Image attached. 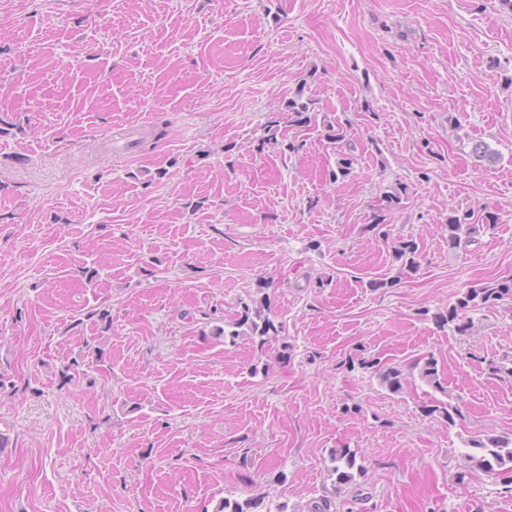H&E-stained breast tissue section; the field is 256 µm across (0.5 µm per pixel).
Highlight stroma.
Listing matches in <instances>:
<instances>
[{
	"label": "stroma",
	"mask_w": 512,
	"mask_h": 512,
	"mask_svg": "<svg viewBox=\"0 0 512 512\" xmlns=\"http://www.w3.org/2000/svg\"><path fill=\"white\" fill-rule=\"evenodd\" d=\"M298 94L346 124L348 178L317 135L261 146ZM465 213L479 231L450 248ZM402 238L418 270L395 259ZM508 276L502 0H0V512L250 496L296 512L322 495L337 512H512L460 456L512 438V317L434 321ZM256 295L280 327L263 346L233 334ZM84 337L104 357L65 379ZM429 355L455 422L422 411L425 384L394 393L366 366ZM335 448L367 501L335 490ZM394 256L399 261H402L404 267L415 271L419 267L418 261V245L412 239H400L395 242Z\"/></svg>",
	"instance_id": "35a3bbf8"
}]
</instances>
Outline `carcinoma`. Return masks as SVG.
I'll return each instance as SVG.
<instances>
[{
    "instance_id": "carcinoma-1",
    "label": "carcinoma",
    "mask_w": 512,
    "mask_h": 512,
    "mask_svg": "<svg viewBox=\"0 0 512 512\" xmlns=\"http://www.w3.org/2000/svg\"><path fill=\"white\" fill-rule=\"evenodd\" d=\"M286 121L288 127H298L306 131L319 130L318 113L310 107V103L302 101V93L288 101L281 116L270 120L264 127V135L261 144L280 145L291 152L299 149L300 144L293 140H287L285 130L281 129V121ZM323 136L336 145L341 155L338 171L332 173V180L347 177L352 170L354 146L344 133L343 127H334L328 123ZM477 233L476 225L462 221L458 216L448 218V246L457 248L461 242L472 241V235ZM394 256L402 261L408 269L414 271L419 267L418 245L412 239H400L395 242ZM512 298V277L489 282L479 288H472L457 298L456 302L448 308V314L435 316L436 324L443 328L451 323L456 324V330L465 331L471 323L464 321L467 312L486 308L493 310L499 307L506 299ZM244 314L237 322L240 327L247 330L239 333L234 331L231 336H250L258 339L259 346H264L270 339V334L278 333V330L268 316L263 313V306H250L243 304ZM368 366L376 369L381 383L391 391L398 393L408 383L407 375L418 372L419 378L434 389L447 393L439 378L437 361L434 357H421L407 365V370L401 368L385 367L378 360L368 363ZM468 450L462 453L467 463V476L471 480H478L483 475L492 476L501 486L500 493L512 497V439L501 436H489L485 439H470L467 442ZM332 467L330 475L336 476L335 489L343 485L354 484L353 468L356 464L355 454L348 448H335L330 454ZM263 500L258 498L238 499L224 498L215 512H258ZM336 502L329 496L316 497L309 500L301 512H335Z\"/></svg>"
}]
</instances>
